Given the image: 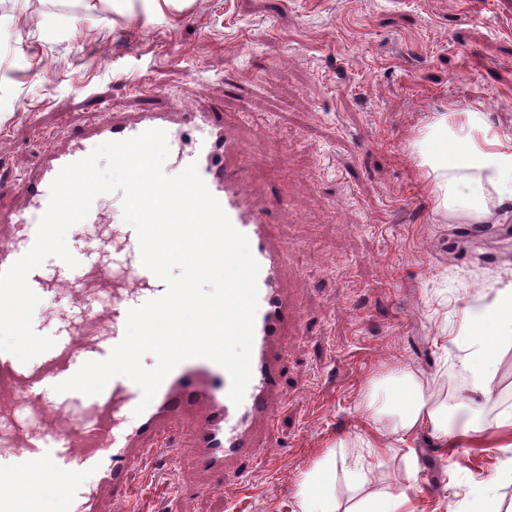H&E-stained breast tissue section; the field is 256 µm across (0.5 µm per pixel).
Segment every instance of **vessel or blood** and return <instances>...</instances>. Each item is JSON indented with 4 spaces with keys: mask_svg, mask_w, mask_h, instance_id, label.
Masks as SVG:
<instances>
[{
    "mask_svg": "<svg viewBox=\"0 0 512 512\" xmlns=\"http://www.w3.org/2000/svg\"><path fill=\"white\" fill-rule=\"evenodd\" d=\"M149 129L166 132L172 169L196 164L261 266L250 384L242 403L233 404L225 369L192 358L174 368L140 414L135 408L141 390L123 376L95 396L55 392V385L85 362L106 359L124 336L129 310L164 294L166 284L143 266L131 227L113 246L85 247L76 268L57 262L46 279L32 271L28 283L38 296L47 295L48 285L62 287L80 312L70 323L68 340L38 359L23 363L0 352V477L10 479L0 490V512H43L41 492L47 486L62 489L56 512H105L104 497L127 498L130 473L141 457L176 456L171 440L187 423L193 429L195 468L208 480L223 482L233 465L243 473L253 471L266 453L256 429L271 423L272 404L284 393L283 339L288 330L300 328L301 313L281 280L288 248L269 235L271 211L250 199L240 142L223 112H139L127 121L108 116L96 122L94 131L73 135L65 151L47 154L38 171L19 182L26 203L0 218V271L32 246L62 167L101 143ZM106 280L114 282V289H103ZM86 471L96 474L95 483L83 481Z\"/></svg>",
    "mask_w": 512,
    "mask_h": 512,
    "instance_id": "obj_1",
    "label": "vessel or blood"
}]
</instances>
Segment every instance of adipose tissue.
Wrapping results in <instances>:
<instances>
[{"label": "adipose tissue", "instance_id": "1", "mask_svg": "<svg viewBox=\"0 0 512 512\" xmlns=\"http://www.w3.org/2000/svg\"><path fill=\"white\" fill-rule=\"evenodd\" d=\"M414 147L438 208L465 210L483 221L493 206L512 202V138L491 134L484 112L469 108L439 115ZM465 315L461 365L471 385L461 401L475 407L489 398L497 359L505 345H512V284L483 306L466 307ZM367 407L374 424L392 423L394 433L404 440L425 427L455 446L460 439L483 432L470 416L452 425L447 407L432 405L407 371L374 382ZM365 479L362 466L338 463L335 452H328L304 473L297 492L298 512H402L409 503L403 491L370 492L347 505L338 503L337 482L355 489L363 487Z\"/></svg>", "mask_w": 512, "mask_h": 512}]
</instances>
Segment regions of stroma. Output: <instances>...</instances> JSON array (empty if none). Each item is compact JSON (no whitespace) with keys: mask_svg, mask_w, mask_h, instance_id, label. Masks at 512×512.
Returning a JSON list of instances; mask_svg holds the SVG:
<instances>
[{"mask_svg":"<svg viewBox=\"0 0 512 512\" xmlns=\"http://www.w3.org/2000/svg\"><path fill=\"white\" fill-rule=\"evenodd\" d=\"M189 105L223 112L244 145L304 326L285 340L274 439L249 478L198 488L185 427L174 468L135 472L112 512H293L304 473L343 448L366 452L371 489L408 491L411 512H469L512 438L443 448L422 430L404 444L373 426L364 396L407 370L455 407L469 379L446 347L462 310L512 280V204L491 216L495 234L453 250L474 219L437 209L413 149L468 107L512 137V0H0L1 211L21 205L45 149L103 112ZM73 314L51 296L33 325L57 335ZM510 408L512 348L477 415L489 428Z\"/></svg>","mask_w":512,"mask_h":512,"instance_id":"stroma-1","label":"stroma"}]
</instances>
